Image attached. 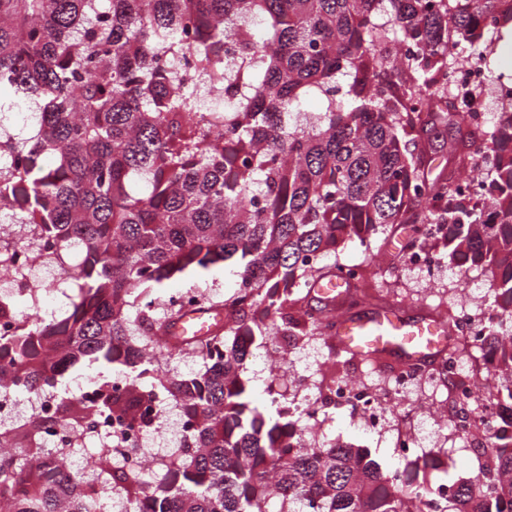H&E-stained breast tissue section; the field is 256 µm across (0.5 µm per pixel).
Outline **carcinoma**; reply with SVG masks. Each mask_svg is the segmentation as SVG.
Here are the masks:
<instances>
[{
    "mask_svg": "<svg viewBox=\"0 0 512 512\" xmlns=\"http://www.w3.org/2000/svg\"><path fill=\"white\" fill-rule=\"evenodd\" d=\"M512 0H0V100L38 113L4 143L0 216L22 224L77 282L66 316L45 323L0 297V388L40 394L88 358L126 374L90 401H56L82 440L90 415L128 428L141 408L174 403L188 433L147 489L100 449L105 483L126 512H427L438 483L387 477L338 441L307 448L304 413L273 385L259 407L240 368L282 336H329L336 317L299 307L333 276L326 256L391 224H442L462 263L484 268L499 308L478 347L448 357L489 359L491 393L512 401V110L491 128L438 95L448 50L464 45L491 71ZM402 43L417 51L403 57ZM225 92L207 99L181 68ZM310 96L323 108L300 119ZM436 126L457 133V161L493 154L475 202L457 169L430 179L407 138ZM236 258L229 296L190 311L224 312L204 336H179L185 306L163 316L145 303L167 281ZM187 349L203 368L163 371L147 353ZM51 420L0 425L5 512H104L103 491L42 447ZM483 462L451 483L438 512H512V451L480 415Z\"/></svg>",
    "mask_w": 512,
    "mask_h": 512,
    "instance_id": "1",
    "label": "carcinoma"
}]
</instances>
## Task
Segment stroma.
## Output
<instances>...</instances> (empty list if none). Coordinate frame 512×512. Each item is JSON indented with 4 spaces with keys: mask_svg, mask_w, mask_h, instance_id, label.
<instances>
[{
    "mask_svg": "<svg viewBox=\"0 0 512 512\" xmlns=\"http://www.w3.org/2000/svg\"><path fill=\"white\" fill-rule=\"evenodd\" d=\"M501 32L503 37L495 45V67L488 75L486 87L476 93L477 99L493 114L500 107L492 94L493 86L512 81V24H505ZM412 235L411 225L396 224L387 233L372 238L369 247H360L355 242L340 246L336 253L338 263L352 265L365 261L369 264L365 279L354 286L351 295L340 305V312L361 314L380 306H391L410 315L428 314L441 320L451 315L455 304L462 301L469 302L478 312L490 311L493 292L481 269L453 260L441 242L432 244L440 259V267L434 275L424 276L410 269L404 245ZM234 282L232 269L217 267L201 275L173 278L166 289L171 293L195 290L207 300L217 301L231 292ZM278 347L286 357L278 374H271L260 347L253 348L242 366L241 376L249 381L255 398H262L266 385L273 382L289 399L301 403L315 398L318 385L324 377L330 376L370 386L387 409L380 429L375 432L366 429L351 410L324 409L312 424L316 438L366 448L371 459L385 472L403 473L414 464L425 462L431 464L430 476L436 480L468 478L476 473L481 455L478 441L457 437L443 422L448 414L446 383L417 386L394 400L388 394V384L400 366L395 355L358 360L337 352L330 339L322 336L309 337L296 346L282 338ZM427 420L433 423V439L423 442L414 454L400 456L395 448L399 435L419 431Z\"/></svg>",
    "mask_w": 512,
    "mask_h": 512,
    "instance_id": "35a3bbf8",
    "label": "stroma"
}]
</instances>
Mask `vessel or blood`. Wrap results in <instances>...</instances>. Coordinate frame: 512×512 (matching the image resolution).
Masks as SVG:
<instances>
[{
	"label": "vessel or blood",
	"instance_id": "obj_1",
	"mask_svg": "<svg viewBox=\"0 0 512 512\" xmlns=\"http://www.w3.org/2000/svg\"><path fill=\"white\" fill-rule=\"evenodd\" d=\"M350 292L349 284L334 277L316 288L317 296L331 304L341 302ZM447 333V324L435 317L380 307L362 314L338 315L332 339L338 351L361 359L394 353L401 362L414 363L439 353Z\"/></svg>",
	"mask_w": 512,
	"mask_h": 512
}]
</instances>
